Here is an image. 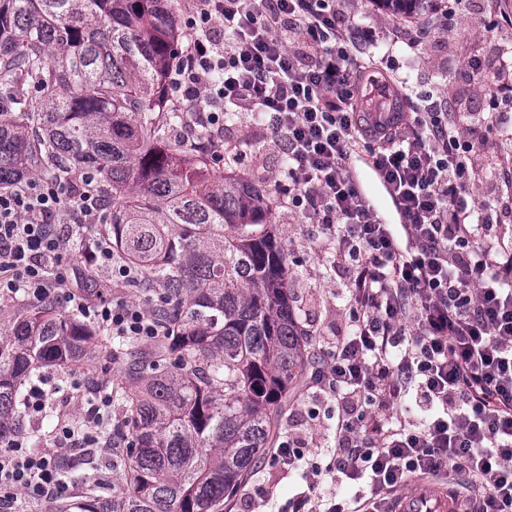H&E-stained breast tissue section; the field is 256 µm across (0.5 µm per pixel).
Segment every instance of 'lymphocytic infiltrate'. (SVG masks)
<instances>
[{
  "mask_svg": "<svg viewBox=\"0 0 512 512\" xmlns=\"http://www.w3.org/2000/svg\"><path fill=\"white\" fill-rule=\"evenodd\" d=\"M170 89L198 102L196 119L224 128L223 107L264 115L288 159V198L352 270L351 328L315 373L336 407V446L304 469L289 512H378L415 475L463 480L466 512H512V214L497 197L467 196L482 129L512 130L511 112L471 124L446 102L412 112L387 135L358 117L355 27L336 0H197L186 17ZM373 175L397 223L381 221L354 179ZM92 187L48 178L0 191V298L62 303L113 336L155 339L153 316L123 298L90 300L66 273L60 224L100 218ZM428 413L398 416L405 396ZM84 432L61 425L52 447L0 444V499L50 501L69 489L59 451L90 453L98 409ZM358 482L323 492L320 477Z\"/></svg>",
  "mask_w": 512,
  "mask_h": 512,
  "instance_id": "lymphocytic-infiltrate-1",
  "label": "lymphocytic infiltrate"
}]
</instances>
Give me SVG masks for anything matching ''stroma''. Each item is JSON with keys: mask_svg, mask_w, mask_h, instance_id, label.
Wrapping results in <instances>:
<instances>
[{"mask_svg": "<svg viewBox=\"0 0 512 512\" xmlns=\"http://www.w3.org/2000/svg\"><path fill=\"white\" fill-rule=\"evenodd\" d=\"M495 2L512 14V0H468L464 18L453 27L448 26L446 16L457 10L456 0H434L425 14L407 20L387 15L379 0H336V7L392 43L393 73L413 76V101L430 96L443 98L452 103L455 111L466 115L493 109L512 112V98H491L466 68L470 58L479 57L492 64L501 52L512 50V24L503 22L493 28L488 25ZM224 141H257L262 146L258 157L241 159L234 173L269 185L275 232L288 251L293 294L314 347L323 350L337 336L346 334L349 325V312L339 298L347 279L344 271L335 267L334 249L313 237L306 218L290 207L283 155L273 136L254 125L250 113H241L237 123L225 130ZM121 367V359L116 358L52 370L54 397L61 407L59 412L34 421L32 429L41 444L51 442L58 422L70 417L74 410L66 402L72 377L98 382L101 392L107 393ZM282 428L305 443L307 460L324 462L326 449L335 445L334 405L304 392L290 407ZM300 489L298 470L267 457L256 474L225 503L224 512H280Z\"/></svg>", "mask_w": 512, "mask_h": 512, "instance_id": "obj_1", "label": "stroma"}]
</instances>
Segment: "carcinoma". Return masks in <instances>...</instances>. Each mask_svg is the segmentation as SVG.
Returning a JSON list of instances; mask_svg holds the SVG:
<instances>
[{
  "label": "carcinoma",
  "mask_w": 512,
  "mask_h": 512,
  "mask_svg": "<svg viewBox=\"0 0 512 512\" xmlns=\"http://www.w3.org/2000/svg\"><path fill=\"white\" fill-rule=\"evenodd\" d=\"M396 17L433 0H381ZM183 39L175 0H0V188L36 174L93 177L102 236L137 269L162 336L125 343L112 457L125 483L78 488L57 512H224L281 436L288 398L319 361L292 294L261 183L212 175L163 96ZM95 295L125 286L88 266ZM101 331L23 302L0 325V442L23 430L24 391L114 352Z\"/></svg>",
  "instance_id": "1"
}]
</instances>
